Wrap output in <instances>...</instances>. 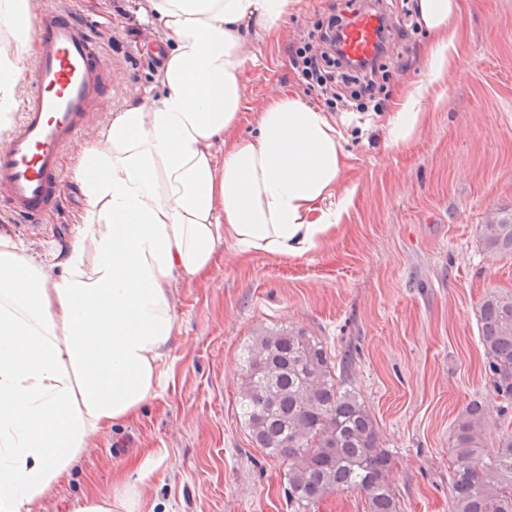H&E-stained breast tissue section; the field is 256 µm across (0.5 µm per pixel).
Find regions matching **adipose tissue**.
<instances>
[{"instance_id":"obj_1","label":"adipose tissue","mask_w":512,"mask_h":512,"mask_svg":"<svg viewBox=\"0 0 512 512\" xmlns=\"http://www.w3.org/2000/svg\"><path fill=\"white\" fill-rule=\"evenodd\" d=\"M297 0H146L170 44L164 92L112 113L80 148L83 198L66 243L35 259L0 231V512H31L92 441L162 396L176 334L172 290L200 279L224 240L299 258L335 232L343 135L325 112L281 92L257 131L231 138L243 102L248 22L273 25ZM434 36L430 80L448 69L457 0H418ZM0 136L22 104L36 46L33 0H0ZM407 88L388 121L392 147L423 122ZM144 489L117 480L75 512H146Z\"/></svg>"}]
</instances>
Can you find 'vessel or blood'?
I'll list each match as a JSON object with an SVG mask.
<instances>
[{
    "mask_svg": "<svg viewBox=\"0 0 512 512\" xmlns=\"http://www.w3.org/2000/svg\"><path fill=\"white\" fill-rule=\"evenodd\" d=\"M385 21L378 0L356 9L343 27V53L357 61L372 58ZM26 78L29 93L18 124L0 144V207L9 219L36 228L64 190L59 159L90 126L111 78L90 26L64 8L40 15L38 50Z\"/></svg>",
    "mask_w": 512,
    "mask_h": 512,
    "instance_id": "b4317fda",
    "label": "vessel or blood"
}]
</instances>
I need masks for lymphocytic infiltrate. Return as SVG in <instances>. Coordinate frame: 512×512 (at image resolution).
<instances>
[{
    "mask_svg": "<svg viewBox=\"0 0 512 512\" xmlns=\"http://www.w3.org/2000/svg\"><path fill=\"white\" fill-rule=\"evenodd\" d=\"M352 0H330L326 12L312 31L289 46L290 63L299 81L318 90L333 112H383L388 108L384 84L393 71L406 69L407 60L397 56V47L406 46L417 24L409 0H399L390 16L377 56L352 65L339 49L340 31L352 9Z\"/></svg>",
    "mask_w": 512,
    "mask_h": 512,
    "instance_id": "lymphocytic-infiltrate-1",
    "label": "lymphocytic infiltrate"
}]
</instances>
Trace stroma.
Masks as SVG:
<instances>
[{
    "instance_id": "obj_1",
    "label": "stroma",
    "mask_w": 512,
    "mask_h": 512,
    "mask_svg": "<svg viewBox=\"0 0 512 512\" xmlns=\"http://www.w3.org/2000/svg\"><path fill=\"white\" fill-rule=\"evenodd\" d=\"M145 0H35L36 12L78 10L101 31L112 89L96 104L85 135L112 112L161 94L158 69L139 52L165 40L145 18ZM325 0H299L276 25L253 26L242 72L244 103L234 136L256 129L280 91L321 107L300 86L288 48L320 19ZM426 29L410 64L387 83L390 105L424 82L422 125L409 145L388 144L387 113L335 112L348 155L334 196L353 190L336 232L301 258L217 248L203 278L172 290L177 334L163 398L114 427L75 461L34 512H73L91 488L117 476L144 480L155 512H288V463L253 444L237 411L241 347L264 328L296 327L321 341L335 372L376 422L392 456L391 486L402 512H451L450 435L471 402L485 410L486 451L512 430V405L497 398L484 370L478 314L487 294L512 292V252L492 254L481 227L512 215V0H460L457 51L429 82ZM82 198L65 188L42 229L0 219L35 258L79 223ZM163 456L144 471L146 459Z\"/></svg>"
}]
</instances>
